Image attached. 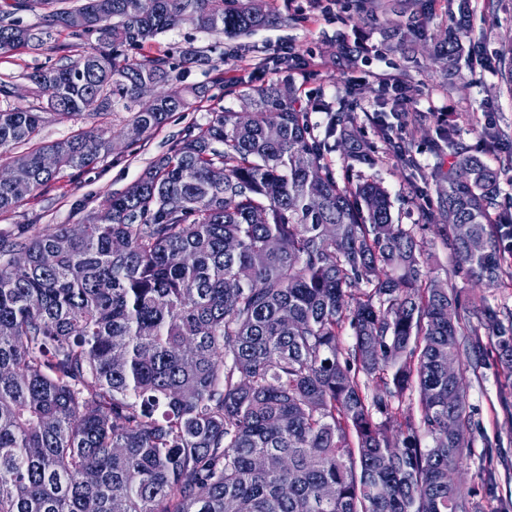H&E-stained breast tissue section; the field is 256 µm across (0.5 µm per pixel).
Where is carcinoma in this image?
Here are the masks:
<instances>
[{
  "label": "carcinoma",
  "mask_w": 512,
  "mask_h": 512,
  "mask_svg": "<svg viewBox=\"0 0 512 512\" xmlns=\"http://www.w3.org/2000/svg\"><path fill=\"white\" fill-rule=\"evenodd\" d=\"M45 25L0 21V51L60 27L97 44L26 78L63 117L131 114L148 134L205 93L168 91L163 58L136 47L190 24L228 37L273 20L259 0H10ZM461 37L435 59L458 70ZM80 231L0 233V512H482L448 481L471 448L463 373L486 360L477 321L512 372V321L464 305L431 275L377 181L340 184L329 139L369 163L349 109L313 133L283 82L246 86ZM39 112L0 109V156ZM118 134L91 128L18 156L0 214L83 170ZM451 158L436 226L458 269L488 287L512 250L491 223L497 175L440 132ZM46 153L55 167L43 166ZM348 346L340 345L345 330ZM417 395V406H395Z\"/></svg>",
  "instance_id": "carcinoma-1"
}]
</instances>
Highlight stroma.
I'll return each instance as SVG.
<instances>
[{
  "label": "stroma",
  "mask_w": 512,
  "mask_h": 512,
  "mask_svg": "<svg viewBox=\"0 0 512 512\" xmlns=\"http://www.w3.org/2000/svg\"><path fill=\"white\" fill-rule=\"evenodd\" d=\"M376 21H368L358 0H270L276 21L255 34L228 38L202 32L191 25L167 31L152 42L130 50L142 60L165 56L175 67V87L203 85L204 98L184 112L172 113L158 130L137 139L120 137L115 150L101 154L84 170H62L46 187L21 201L10 213L0 214V231L15 233L81 223L114 193L124 191L146 167L169 153L190 131L224 109L242 111L241 86L286 80L297 90L316 136H324L326 107L339 106L347 96L360 104L355 122L363 140L373 148L375 164L354 168L356 178H374L387 188L396 223L419 224L428 212H437L439 198L434 172L447 169L448 157L436 149L439 132L453 128L463 150L480 156L498 176L495 211L503 222L504 245L512 244V94L501 81L502 59L512 50V0H472L470 34L454 80L439 73L433 58L435 44L444 36L441 21L450 20L448 0H377ZM415 17L421 37L394 52L385 45L392 31ZM66 33L53 35L49 46L0 54V81L11 82L12 105L40 108L45 101L33 90L28 73L77 58L78 49L61 50ZM207 57L199 65L192 52ZM386 77L399 79L407 99L405 113L384 110L393 90ZM398 128L401 143L413 154L416 170L401 167L388 142L379 138L380 123ZM86 116L66 118L46 112L30 144L17 153L98 126ZM508 130L497 142L483 139L480 129ZM429 263L436 276L455 286L462 299L485 303L500 318L512 317V266H506L498 286L475 284L459 272L448 249L434 231L423 234ZM472 424V456L455 477L470 487L484 509L494 512L482 472L491 465L499 484L512 483V374L494 357H487L478 372H465Z\"/></svg>",
  "instance_id": "1"
}]
</instances>
